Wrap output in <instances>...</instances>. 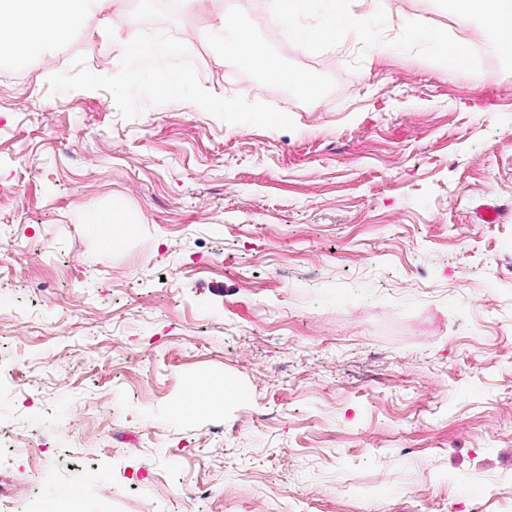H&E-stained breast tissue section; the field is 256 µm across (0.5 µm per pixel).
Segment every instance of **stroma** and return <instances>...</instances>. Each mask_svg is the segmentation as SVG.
I'll return each instance as SVG.
<instances>
[{"label":"stroma","instance_id":"obj_1","mask_svg":"<svg viewBox=\"0 0 512 512\" xmlns=\"http://www.w3.org/2000/svg\"><path fill=\"white\" fill-rule=\"evenodd\" d=\"M350 8L314 48L230 6L311 84L156 0L53 70L0 59V512H512V55L452 0ZM452 29L490 64L446 66ZM160 36L176 103L113 83ZM194 377L211 406L172 419ZM217 21L214 27L213 41L220 57L231 55L249 65L259 62L268 78L287 84L312 83L315 81L313 75L295 76L288 74L285 77L279 66L272 60V57L268 56L246 31L238 27L229 28L226 25V14L223 11L217 15Z\"/></svg>","mask_w":512,"mask_h":512}]
</instances>
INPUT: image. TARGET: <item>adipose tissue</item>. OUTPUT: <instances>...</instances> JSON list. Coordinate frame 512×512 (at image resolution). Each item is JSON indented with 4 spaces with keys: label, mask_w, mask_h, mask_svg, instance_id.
Listing matches in <instances>:
<instances>
[{
    "label": "adipose tissue",
    "mask_w": 512,
    "mask_h": 512,
    "mask_svg": "<svg viewBox=\"0 0 512 512\" xmlns=\"http://www.w3.org/2000/svg\"><path fill=\"white\" fill-rule=\"evenodd\" d=\"M310 0H271L274 22L285 25L293 41L312 45L335 43L346 30H357L362 18L354 14L348 0H322L324 23L308 29L296 25L294 18ZM106 0H0V57L15 64L33 58H46L65 42L71 31L83 27L89 16L103 13ZM461 19L478 16L505 51H512V0H456ZM213 41L220 55H231L246 64H260L270 79L297 83L295 75H283L279 66L244 30L226 24L225 14H218ZM124 50L130 67L117 87H125L141 73H154L159 63L176 56V42L128 43Z\"/></svg>",
    "instance_id": "adipose-tissue-1"
}]
</instances>
